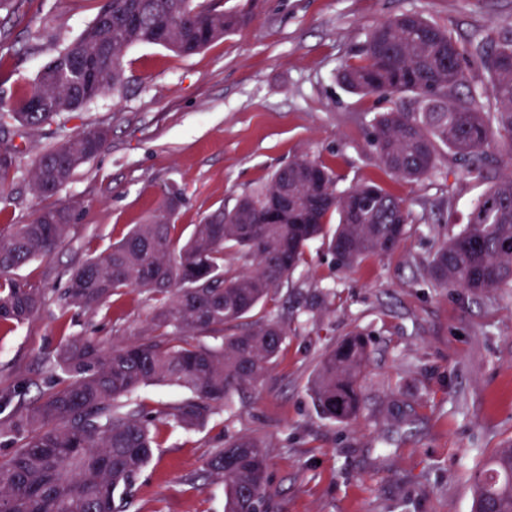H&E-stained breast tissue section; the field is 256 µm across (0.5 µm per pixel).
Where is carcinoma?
I'll return each mask as SVG.
<instances>
[{
    "mask_svg": "<svg viewBox=\"0 0 512 512\" xmlns=\"http://www.w3.org/2000/svg\"><path fill=\"white\" fill-rule=\"evenodd\" d=\"M223 0H105L79 38L58 50L20 100L0 101V129L34 134L65 112L123 86V51L153 44L192 56L244 24ZM484 69L487 88L466 86V66ZM351 91L401 104L368 120L369 144L381 164L403 181L432 176L446 150L468 175L490 182L469 221L445 236L428 262L438 288L480 295L512 289V37L491 47L461 44L418 13L378 22L356 60L341 65ZM508 148L509 171L491 173L493 136ZM109 127L86 126L58 147L41 151L31 178L36 197L53 199L104 147ZM15 151H0V204L14 177ZM178 193L168 194L144 224L77 265L65 290L49 294L43 280L18 271L50 256L68 240L81 204L37 210L0 233V325L32 321L48 302L60 317L74 309L107 315L108 302L143 292L152 316L136 340L106 348L71 336L44 364L57 384L39 400L0 420V437L15 445L0 460V512H128L130 490L159 447L165 427L204 426L235 395L257 387L288 338V322L249 314L267 303L323 240L336 266L350 269L393 252L414 221L409 204L373 182L336 186L325 163L296 158L264 182L220 207L175 248ZM337 223L330 224L332 217ZM214 340L205 344L199 335ZM368 341L360 332L321 358L310 383L320 413L354 420L364 398ZM146 386L186 393L173 406L149 409L137 400ZM267 446L249 436L228 440L205 463L224 484V512H268ZM490 464L501 479L474 475L472 512H512V442Z\"/></svg>",
    "mask_w": 512,
    "mask_h": 512,
    "instance_id": "1",
    "label": "carcinoma"
}]
</instances>
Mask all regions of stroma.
Returning a JSON list of instances; mask_svg holds the SVG:
<instances>
[{
  "label": "stroma",
  "mask_w": 512,
  "mask_h": 512,
  "mask_svg": "<svg viewBox=\"0 0 512 512\" xmlns=\"http://www.w3.org/2000/svg\"><path fill=\"white\" fill-rule=\"evenodd\" d=\"M102 0H25L0 12V98H16L38 71L92 22ZM249 11L244 26L192 56L137 44L124 51L126 81L47 125L34 143L50 148L83 126L103 123L102 151L62 191L82 212L70 239L22 271L66 287L71 270L131 225L144 223L168 192L182 194L179 238L221 206H232L272 171L297 157L328 164L340 186L373 181L405 199L418 222L394 252L350 270L321 243L256 316L287 321L290 337L261 384L236 396L223 416L194 431L162 430L137 478L131 512H224V487L205 463L224 442L247 435L269 450L274 512H471V474L512 442V290L471 296L434 287L427 264L440 236L467 224L486 189L441 155L435 176L393 178L368 144L366 119L390 99L351 93L338 79L370 29L417 12L461 43L493 45L512 35V0H224ZM6 189L0 232L26 222L39 201L31 187L29 143ZM318 302L313 315L303 306ZM150 304L131 292L108 316L46 307L30 323L0 330V386L24 401L54 379L43 361L69 336L104 346L134 340ZM369 342L357 420L323 417L308 383L321 356L349 333Z\"/></svg>",
  "instance_id": "obj_1"
}]
</instances>
